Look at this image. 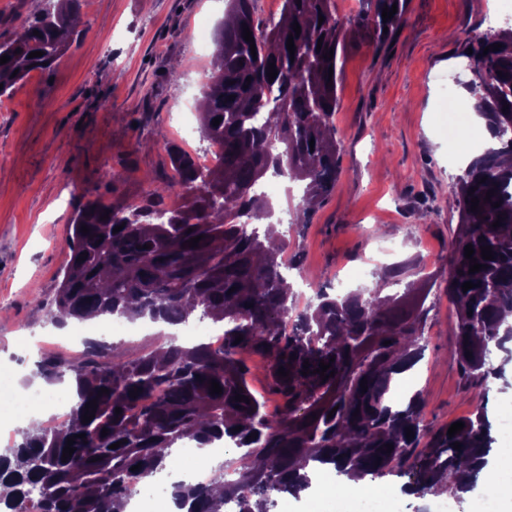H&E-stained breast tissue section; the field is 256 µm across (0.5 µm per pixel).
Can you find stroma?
Returning <instances> with one entry per match:
<instances>
[{
    "label": "stroma",
    "instance_id": "35a3bbf8",
    "mask_svg": "<svg viewBox=\"0 0 512 512\" xmlns=\"http://www.w3.org/2000/svg\"><path fill=\"white\" fill-rule=\"evenodd\" d=\"M227 0H86L58 64L18 83L0 112V382L29 379L41 352L58 351L49 311L69 252L76 208L99 196L137 202L167 167L166 147L197 153L205 142L187 98H202ZM500 0H407L405 20L378 48L353 39L340 53L336 128L343 140L335 190L291 236L306 279L330 288L370 285L377 268L417 259L447 269L458 225L455 182L465 120L450 114L438 76L467 71L470 38L505 25ZM123 178L112 184L108 174ZM426 303V350L406 392H424L435 429L472 410L469 381L453 354L455 306L443 287ZM512 512L472 492L396 497L390 512Z\"/></svg>",
    "mask_w": 512,
    "mask_h": 512
}]
</instances>
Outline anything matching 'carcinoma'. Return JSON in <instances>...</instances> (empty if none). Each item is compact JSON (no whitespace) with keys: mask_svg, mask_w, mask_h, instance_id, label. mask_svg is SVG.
<instances>
[{"mask_svg":"<svg viewBox=\"0 0 512 512\" xmlns=\"http://www.w3.org/2000/svg\"><path fill=\"white\" fill-rule=\"evenodd\" d=\"M84 2L46 0L19 36L0 40V57H10L0 65V97L31 72L53 68L73 39ZM406 3L369 0L346 29L336 18L335 0H284L279 18L265 23L254 17V0H230L228 18L215 37L200 126L204 140L224 145L223 162L201 168L191 154L169 145L178 178L149 190L144 204L117 208L96 197L80 205L49 311L60 327L69 318L106 315L171 325L209 320L224 324V349L156 337L134 350L91 341L77 356H43L37 376L48 384L66 380L75 386L70 421L60 429L24 431L21 441L0 448V512H23L33 497L37 512H126L128 481L154 484L158 474L176 465L172 448L186 441L206 448L228 439L234 447L209 484L171 486L180 512H223L229 502L235 512H253L255 497L269 510L276 495L298 498L312 489L319 465L355 481L402 473L409 477L403 491L418 497L447 494L458 503L495 480L485 395L488 378L503 377L490 364L491 348L507 353L512 341V28L477 38L469 58L478 66V78L459 81L500 143L469 163L456 184L459 225L445 291L457 307L455 355L467 379L477 380L476 403L462 418L463 430L450 438L446 427L425 428L420 390L400 405L391 398L398 376L424 355L425 302L435 274L420 269V286L408 283L403 293L385 295L402 284L404 270L384 267L376 273V287L342 294L320 287L310 305L294 312L281 261L288 239L274 241L254 224L260 215L274 216L256 191L269 175L303 183L291 231L306 224L335 190L342 139L334 123L338 70L329 67L337 66L338 54L326 55L348 37L381 44L387 38L383 29L391 33L403 23ZM394 4L397 12L383 20L384 7ZM245 25L254 38V55L243 38ZM290 36L293 55L287 50ZM493 44L501 48L484 51ZM34 51L44 55L29 57ZM272 62L278 75L271 81ZM490 190L495 194L488 199ZM168 197L179 203L167 206ZM496 202L500 206L492 207ZM498 219L501 226L492 227ZM120 225L123 229L113 232ZM196 236L201 237L197 247L186 246ZM468 244L484 265L475 273L464 254ZM483 246L491 247L494 259L481 257ZM83 252L88 257L82 261ZM467 281L476 287L465 292L461 286ZM288 317L293 327L286 333L281 321ZM239 335L243 340L237 343ZM251 354L266 360L262 371L282 400L276 414L252 397L245 360ZM306 360L310 373L304 376ZM322 361L335 370L325 381L313 373ZM281 367L289 376H279ZM211 380L222 393L211 394ZM102 388L109 393L98 395ZM136 388L142 392L133 398L130 391ZM237 394L250 402L235 401ZM93 399L96 412L85 423ZM71 437L75 451L65 459ZM116 442L120 446L111 448ZM455 442L461 449L453 448ZM137 464L140 469L132 470Z\"/></svg>","mask_w":512,"mask_h":512,"instance_id":"carcinoma-1","label":"carcinoma"}]
</instances>
